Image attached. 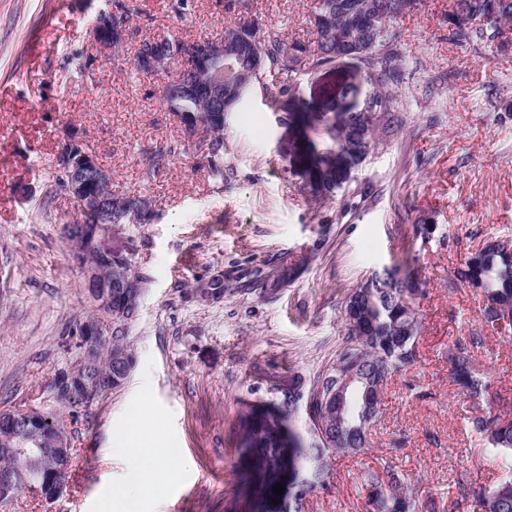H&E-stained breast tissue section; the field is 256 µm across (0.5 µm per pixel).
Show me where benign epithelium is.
<instances>
[{
	"mask_svg": "<svg viewBox=\"0 0 512 512\" xmlns=\"http://www.w3.org/2000/svg\"><path fill=\"white\" fill-rule=\"evenodd\" d=\"M92 46L107 57L119 53L126 41V23L110 9L99 13L91 30ZM179 74L168 81L170 91L181 95L198 87L215 103L218 111L206 114L179 112L177 119L187 136L194 137L205 127L224 121L219 111L224 102V40L204 39L184 45L178 54ZM170 58L164 50H155L141 61L143 71L150 76L167 72ZM58 172L65 176L66 196L72 199L83 213L95 214L100 223L87 224L79 220L64 226V234L76 242L84 243L99 256L104 269L98 270L84 262L83 253L71 254L73 264L82 270L83 288L98 316L78 323L70 332L76 352L73 364L65 367V376L56 377L53 391L56 403L62 409L70 407L76 396H82L87 408L96 405L101 396L119 384L133 366V359L115 353L109 346L112 324L122 323L125 316L138 309L142 288L131 273L127 258L107 252L99 247L106 228L112 224H138L142 217L153 210L152 201L137 196H115L107 192L111 174L84 143L74 137L61 146L56 158ZM102 356L112 362V373L107 377L97 374L93 364ZM47 447L40 449L38 461L42 469L35 473L26 464L0 472V498H13L21 488L37 486L38 492L48 501L57 499L65 484L52 482L46 475L69 468L72 461L73 438L67 426L57 427L44 436Z\"/></svg>",
	"mask_w": 512,
	"mask_h": 512,
	"instance_id": "benign-epithelium-1",
	"label": "benign epithelium"
}]
</instances>
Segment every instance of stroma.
<instances>
[{
  "mask_svg": "<svg viewBox=\"0 0 512 512\" xmlns=\"http://www.w3.org/2000/svg\"><path fill=\"white\" fill-rule=\"evenodd\" d=\"M140 0L120 55L97 59L93 79L68 57L88 55L90 29L106 0H0V410H56L55 369L71 360L67 327L91 314L83 274L63 234L79 211L52 196L56 155L79 137L107 167L113 192L149 198L148 224H115L104 249L129 258L143 288L126 330L135 366L119 388L74 425L67 487L47 502L18 493L6 512H100L111 485L137 472L112 449L142 401L160 422L156 437L187 460L172 492L143 512H266L245 495V415L279 402L288 377L313 383L344 345L342 302L372 272L406 262L422 291L417 361L392 378L365 453L332 459L305 512H363L365 473L393 461L410 476L419 512H479L460 488L494 485L512 470L475 433L471 403L452 379L449 353L482 328L480 293L452 272L486 239L512 235V46L474 55L448 40V0H424L399 25L412 79L408 108L345 193L322 198L282 110L334 111L344 83L371 85L356 61L307 69L287 97L253 87L227 115L224 167L209 176L206 132L187 138L160 103L163 78L137 74L141 40L218 38L239 12L224 0ZM248 14L286 41L313 43L315 0H246ZM171 147L151 170L156 146ZM431 225L428 235L416 232ZM298 275L271 289L284 266ZM476 362L492 385L480 408L512 420V342L489 336Z\"/></svg>",
  "mask_w": 512,
  "mask_h": 512,
  "instance_id": "35a3bbf8",
  "label": "stroma"
}]
</instances>
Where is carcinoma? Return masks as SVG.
<instances>
[{"label": "carcinoma", "mask_w": 512, "mask_h": 512, "mask_svg": "<svg viewBox=\"0 0 512 512\" xmlns=\"http://www.w3.org/2000/svg\"><path fill=\"white\" fill-rule=\"evenodd\" d=\"M420 0H318L312 13L316 45L289 43L254 19L241 18L224 28V111L241 102L232 75L249 73L251 85L272 79L279 95L296 89L308 68L332 66L351 53L367 70L375 109L343 112H290L302 153L313 174L314 192L331 196L341 191L349 177L341 172L343 157L363 164L375 146V134L385 123L399 121L406 100L399 89L410 81L403 66V34L398 20ZM448 40L476 54L502 36L512 25V0H449ZM178 108L209 112L203 95H188ZM209 174L217 188L224 187V160L212 154ZM454 281L479 290L485 297L483 322L504 340L512 328L497 327L499 312L512 311V241L491 237L453 271ZM418 288L413 273L400 267L375 272L347 297L344 306L346 341L336 361L319 373L309 405L311 440L292 423L294 407L287 405L291 389L304 386L302 379L277 387L281 400L270 409L250 412L252 425L248 446L257 467L247 476L255 496L265 498L282 483L285 512H304L305 499L324 483L328 458L336 453L357 454L369 444V431L379 418L381 393L387 381L415 365V341L420 323L413 307ZM486 336L473 330L458 341L451 356L454 381L472 400L491 387L488 372L476 364L475 350L484 347ZM367 377L368 385L354 388L346 401L329 399L346 374ZM471 428L487 438L493 448L512 454V421L497 415H472ZM19 463V449H8L0 438V471ZM362 487L366 504L375 512H416L415 488L397 466L388 464L370 473ZM462 497L473 500L481 512H512V473L493 487H464Z\"/></svg>", "instance_id": "cac0c4a2"}]
</instances>
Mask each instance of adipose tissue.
Wrapping results in <instances>:
<instances>
[{
  "mask_svg": "<svg viewBox=\"0 0 512 512\" xmlns=\"http://www.w3.org/2000/svg\"><path fill=\"white\" fill-rule=\"evenodd\" d=\"M151 426L152 411L147 406L142 407L128 424L117 452L138 461L142 480L132 488L121 485L113 487L103 512H139L145 499L164 496L172 476L184 471V463L173 461L164 445L148 442Z\"/></svg>",
  "mask_w": 512,
  "mask_h": 512,
  "instance_id": "1",
  "label": "adipose tissue"
}]
</instances>
